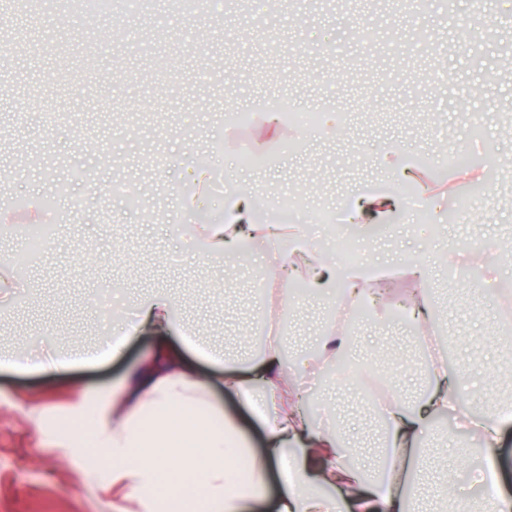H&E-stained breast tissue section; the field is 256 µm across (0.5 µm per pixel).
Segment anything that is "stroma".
<instances>
[{
  "label": "stroma",
  "mask_w": 512,
  "mask_h": 512,
  "mask_svg": "<svg viewBox=\"0 0 512 512\" xmlns=\"http://www.w3.org/2000/svg\"><path fill=\"white\" fill-rule=\"evenodd\" d=\"M14 24L22 46L0 49V187L13 199L0 209V257L11 262L0 288V336L34 357H62L125 326L101 315L98 300L107 291L119 307L172 291L201 335L238 355V336L266 322L260 254L214 266L187 247L191 229L181 215L190 204L194 223L216 222L228 192L240 187L264 199L266 220L280 222L286 205L294 221L314 224L330 242L349 240L368 273L421 261L422 285L443 309L463 375L462 403L481 410L487 399L501 401L496 300L475 291L472 280L479 273L512 281V259L500 253L512 240V69L501 67L512 48V0H427L414 10L402 0H301L293 8L276 0L247 14L212 0L188 8L141 0L134 11L112 0L104 12L90 0H56ZM201 29L209 41H198ZM144 44L155 49L154 76L139 82L130 72ZM22 97L34 107L21 116ZM284 100L290 111L331 112L336 120L293 128L284 116L250 112L254 102ZM235 113L247 116L239 135L227 129ZM475 115L483 127L476 138ZM389 152L405 164L427 162L430 178L396 179ZM456 154L468 172L447 196L440 176ZM201 166L217 178L199 202L171 193L187 168ZM146 172L152 190L136 209L90 190L115 180L135 187ZM363 191H390L402 202L367 239L345 222L349 202ZM15 224L51 226L52 239L29 252ZM477 249L485 256L478 268ZM24 251L29 262L14 264ZM300 282L287 295L290 346L298 352L315 343L325 313L309 275ZM356 336L363 368L420 406L409 311L382 306ZM152 346L145 333L122 356L95 366L52 375L0 369V512H167L161 500L116 498L96 448L67 443L25 416L36 399L46 417L90 433L92 418L72 411L79 393L108 395ZM296 382L329 403L363 461L376 465L384 435L372 427L369 395L357 383L329 388L308 373ZM422 452L434 468L452 472L455 485L442 498L416 479V512H454L462 499L481 505L479 438L437 420Z\"/></svg>",
  "instance_id": "35a3bbf8"
}]
</instances>
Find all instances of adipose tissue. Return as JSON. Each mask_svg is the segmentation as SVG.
Here are the masks:
<instances>
[{
	"label": "adipose tissue",
	"instance_id": "1",
	"mask_svg": "<svg viewBox=\"0 0 512 512\" xmlns=\"http://www.w3.org/2000/svg\"><path fill=\"white\" fill-rule=\"evenodd\" d=\"M389 193L359 194L347 221L362 229L381 220L397 206ZM255 203L244 191L234 192L218 224H198L191 242L224 265L240 257L238 245L248 239L263 248V281L283 284L289 275L317 273L314 291L330 308L353 313L372 306L376 297L366 286L362 267L348 268L329 259L306 224L260 223ZM134 318L122 334H111L95 346L66 358L41 361L24 347L0 351V367L46 372L104 362L140 333L155 340L152 353L112 396V416L101 419L91 440L112 465V483L144 501L163 499L182 512H258L266 475L272 463L285 466V488L276 512H407L406 496L415 472L426 463L418 449L430 419L453 415L458 426L477 432L484 462L495 465L503 417L474 413L462 406L458 381L440 364L432 365L434 386L423 409H408L393 400L385 409L389 424L386 449L377 475L364 466L345 463L336 429L308 421L291 400L292 374L307 369L324 374L352 348L342 324H331L315 354L302 365L286 368L283 337L268 340L264 351L237 366L227 365L223 352L208 348L188 334L174 314L175 302L164 292L138 299ZM214 369L201 378L196 361ZM241 393L256 409L265 429V447L255 452L239 429L224 416L213 386Z\"/></svg>",
	"mask_w": 512,
	"mask_h": 512
}]
</instances>
